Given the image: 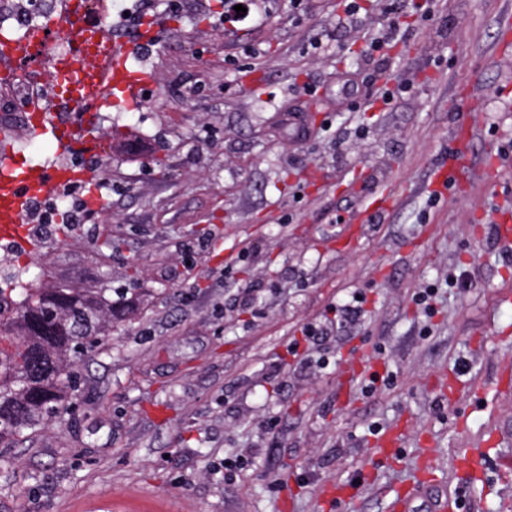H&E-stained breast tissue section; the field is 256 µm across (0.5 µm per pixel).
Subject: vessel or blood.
Segmentation results:
<instances>
[{
    "mask_svg": "<svg viewBox=\"0 0 512 512\" xmlns=\"http://www.w3.org/2000/svg\"><path fill=\"white\" fill-rule=\"evenodd\" d=\"M61 30L62 19L57 16L35 25L26 44L0 42V74L9 75L22 65L41 71L46 92L29 103L32 118L27 131L51 139L56 146L53 158L40 163L25 161L14 151V129L0 127V241L20 244L29 253L41 249L28 235L27 217L32 204L89 178L71 162L72 157L97 149L99 132L90 126L89 112L118 101L135 102L153 82L148 71L127 67L134 48L118 39L113 40L110 52L84 59L80 70L63 75L50 57Z\"/></svg>",
    "mask_w": 512,
    "mask_h": 512,
    "instance_id": "b4317fda",
    "label": "vessel or blood"
}]
</instances>
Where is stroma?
Listing matches in <instances>:
<instances>
[{"mask_svg":"<svg viewBox=\"0 0 512 512\" xmlns=\"http://www.w3.org/2000/svg\"><path fill=\"white\" fill-rule=\"evenodd\" d=\"M257 4L231 22L220 0H124L160 27L149 97L109 108L135 149L93 161L110 211L46 242L30 274L103 280L137 311L79 366L64 422L7 449L0 512H323L339 486L355 489L340 512H389L422 477L461 512H506L512 302L497 294L512 255L494 239L512 225V152L497 153L512 143V0H436L431 27L407 14L384 77L414 90L369 112L350 106L376 90L359 56L376 0L356 29L337 28L339 0ZM355 126L366 137L337 148ZM456 132L472 177L435 200ZM373 193L390 198L378 224ZM458 267L469 288L447 285ZM426 284L429 319L411 300ZM353 291L360 322L291 358L299 328ZM375 371L391 384L364 395ZM389 429L403 445L384 459ZM480 447L485 469H458Z\"/></svg>","mask_w":512,"mask_h":512,"instance_id":"obj_1","label":"stroma"}]
</instances>
